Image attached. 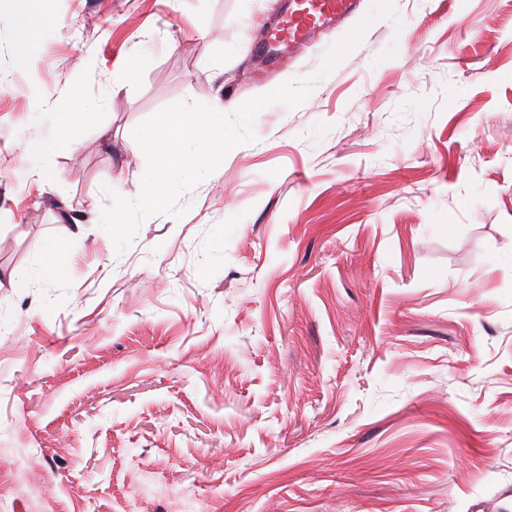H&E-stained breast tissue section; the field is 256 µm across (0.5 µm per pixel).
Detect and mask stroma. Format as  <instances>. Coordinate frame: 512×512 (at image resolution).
I'll return each mask as SVG.
<instances>
[{"mask_svg":"<svg viewBox=\"0 0 512 512\" xmlns=\"http://www.w3.org/2000/svg\"><path fill=\"white\" fill-rule=\"evenodd\" d=\"M287 2L0 0V512H512V0L257 81ZM313 74L116 252L140 122Z\"/></svg>","mask_w":512,"mask_h":512,"instance_id":"stroma-1","label":"stroma"}]
</instances>
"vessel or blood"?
<instances>
[{
	"label": "vessel or blood",
	"mask_w": 512,
	"mask_h": 512,
	"mask_svg": "<svg viewBox=\"0 0 512 512\" xmlns=\"http://www.w3.org/2000/svg\"><path fill=\"white\" fill-rule=\"evenodd\" d=\"M357 0H289L288 8L269 30L258 52L260 65H267L281 55L304 49L321 30L338 25L351 17Z\"/></svg>",
	"instance_id": "1"
}]
</instances>
